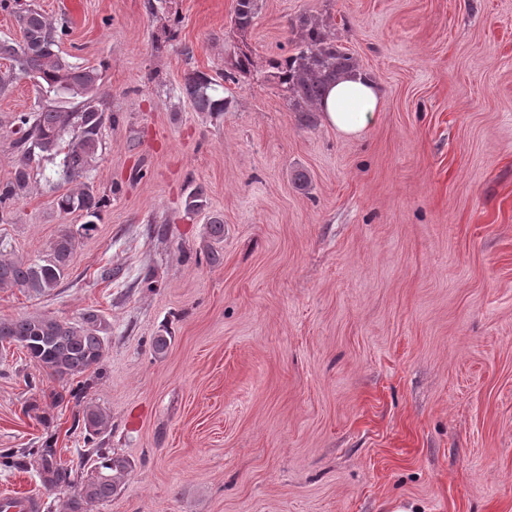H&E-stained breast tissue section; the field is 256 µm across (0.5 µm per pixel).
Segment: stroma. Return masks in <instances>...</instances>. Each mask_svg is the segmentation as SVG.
Returning a JSON list of instances; mask_svg holds the SVG:
<instances>
[{"label":"stroma","mask_w":512,"mask_h":512,"mask_svg":"<svg viewBox=\"0 0 512 512\" xmlns=\"http://www.w3.org/2000/svg\"><path fill=\"white\" fill-rule=\"evenodd\" d=\"M32 2L67 18L62 55L101 66L118 116L86 180L109 203L66 279L0 289V321L112 325L85 403L132 467L88 512H512V0H261L244 34L235 0ZM308 17L381 88L360 138L304 122L266 76ZM242 47L254 66L225 82L228 110L194 111L185 75L221 78ZM38 95L27 80L0 94V181L11 117ZM31 175L0 253L35 261L83 218L57 209L71 185L51 164ZM197 185L209 207L189 215ZM61 390L0 349V449L64 465L87 450L84 403ZM71 494L0 465V496L65 512Z\"/></svg>","instance_id":"obj_1"}]
</instances>
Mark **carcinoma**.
Returning a JSON list of instances; mask_svg holds the SVG:
<instances>
[{
    "instance_id": "obj_1",
    "label": "carcinoma",
    "mask_w": 512,
    "mask_h": 512,
    "mask_svg": "<svg viewBox=\"0 0 512 512\" xmlns=\"http://www.w3.org/2000/svg\"><path fill=\"white\" fill-rule=\"evenodd\" d=\"M260 9V0H236L232 17L236 30L244 33L251 28ZM0 10L16 16L22 33L18 42L0 40V59L9 62L8 74L0 76V94L7 93L14 81L29 78L35 86L61 100H78L73 108L41 102L28 112L13 115L19 134L14 142L18 162L13 177L0 182V222L4 224L15 203L30 193L29 167L34 158L51 162L60 159L55 174L65 181L84 178L94 169L103 129L116 123L117 117L98 102L100 69L74 65L59 54L58 44L67 31L65 22L50 21L31 4L21 10L19 0H0ZM251 66L247 52L237 53L224 71V80H236L249 73ZM355 69V58L336 46L329 26L304 18L294 52L268 60L267 78L285 92L293 111L310 116L320 111L325 88ZM182 96L197 112L221 114L229 105V100L217 93L214 79L198 70L186 74ZM55 203L62 213H80L84 218L80 226L83 236L95 229L107 199L85 184L59 195ZM184 205L190 213L204 209L203 189H191ZM206 235L215 242L224 239L223 216L214 214L209 218ZM77 244V234L63 230L39 261L1 256L0 288H22L36 295L53 291L68 276ZM111 334L112 325L94 310L82 313L75 321L47 314L0 321L1 348H22L38 370L67 381L99 366ZM83 422L90 443L108 428L109 416L87 404ZM94 454L98 459L96 474L80 483L77 479L85 455H80L78 464L63 466L53 462V454H40L41 475L46 484L53 488L78 485L77 492L65 504L66 512H87L91 504L111 501L117 494L118 480L131 468L129 460L111 455L105 448L94 449Z\"/></svg>"
}]
</instances>
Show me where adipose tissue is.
Here are the masks:
<instances>
[{"label": "adipose tissue", "instance_id": "ef3b65f1", "mask_svg": "<svg viewBox=\"0 0 512 512\" xmlns=\"http://www.w3.org/2000/svg\"><path fill=\"white\" fill-rule=\"evenodd\" d=\"M382 100L379 84L367 72L355 71L333 84L321 102L325 121L337 133L359 137L377 117Z\"/></svg>", "mask_w": 512, "mask_h": 512}]
</instances>
